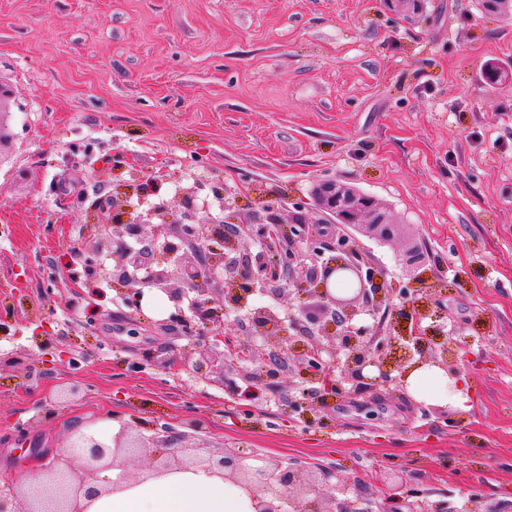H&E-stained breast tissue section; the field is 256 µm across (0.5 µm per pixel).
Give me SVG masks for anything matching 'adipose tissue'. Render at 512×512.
<instances>
[{"mask_svg":"<svg viewBox=\"0 0 512 512\" xmlns=\"http://www.w3.org/2000/svg\"><path fill=\"white\" fill-rule=\"evenodd\" d=\"M415 400L462 405L457 379L439 366L422 364L405 378ZM104 494L80 502L82 512H256L253 498L211 470L194 467L133 479L120 468L101 471Z\"/></svg>","mask_w":512,"mask_h":512,"instance_id":"obj_1","label":"adipose tissue"}]
</instances>
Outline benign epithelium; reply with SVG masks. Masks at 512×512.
Wrapping results in <instances>:
<instances>
[{
    "instance_id": "obj_1",
    "label": "benign epithelium",
    "mask_w": 512,
    "mask_h": 512,
    "mask_svg": "<svg viewBox=\"0 0 512 512\" xmlns=\"http://www.w3.org/2000/svg\"><path fill=\"white\" fill-rule=\"evenodd\" d=\"M10 98V90L0 82V150L11 140L7 123ZM314 199L318 209L341 227L361 228L383 241H390L397 235L398 225L392 222L377 199L367 193L335 180H325L315 189ZM144 227L150 228V240L145 249L151 252L157 267L141 285L133 283L129 271V249L119 245L112 250L110 276L112 282L126 290L127 305L140 309L144 289L149 288L164 294L173 304L175 312L171 318H183L181 304L185 291L171 284L169 268L175 261L169 257L170 248L161 242L168 234L174 233L188 245L195 259L192 272L196 273L194 286L198 298L193 307V328L201 331L219 357L236 355L234 337L224 334V314L229 309L244 310L256 335L269 337L271 330H277L276 349L265 354V360L273 365L269 374L273 377L280 375L284 360L282 352L289 349L288 326L271 308L252 305L249 300L259 291V284L263 281L290 284L299 271L304 277V291L318 300L317 310L306 312L304 319L312 325L326 320L336 330V335L326 341L317 338L307 343L301 354L305 373L325 389L340 390L331 370L340 349L345 356L340 369L341 379L352 383L355 390L367 389L364 369L368 366L378 369V378L387 377L385 347L394 337L376 336L363 343L355 336L356 317L365 307L376 308L382 302L383 276L373 264L357 258L350 236H336L333 247L336 255L326 259L325 241L305 224L292 225L286 230L268 211L254 215L250 224L217 226L196 223L189 213L176 216L163 200L141 211L112 202L111 223L100 228V236L109 242L112 234L121 228L133 235ZM255 231L263 237L264 250L242 266L237 263L236 254ZM220 268L230 271V279L224 289V302L218 304L209 295L206 285ZM334 277L348 278L354 288L347 293L336 292L331 288ZM409 340L419 354L418 362L448 367L449 348L432 346L422 332L420 322H414ZM146 448L151 449L152 455L150 473L160 475L176 469L204 466L222 473L224 479L249 492L257 500L258 512H359L349 499L335 502V508L330 511L323 508L320 496L313 495V484L295 469L254 467L245 463V456L225 452L206 460L179 458L170 448L167 427L158 429L148 438L123 431L112 438L110 445L95 434L80 432L70 438L66 457L71 462H80L87 469L104 470L114 467L121 459L137 457ZM101 493V489L88 485L86 481L75 482L69 469L52 464L45 468L42 484L22 486L10 494L0 493V512H78L80 499Z\"/></svg>"
}]
</instances>
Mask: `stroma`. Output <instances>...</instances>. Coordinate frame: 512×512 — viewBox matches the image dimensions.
<instances>
[{"mask_svg":"<svg viewBox=\"0 0 512 512\" xmlns=\"http://www.w3.org/2000/svg\"><path fill=\"white\" fill-rule=\"evenodd\" d=\"M421 7L0 0L14 134L0 150V487L62 457L72 433L165 426L174 449L302 469L359 512H383L388 493L405 494L403 512H512V18L479 0ZM327 179L400 225L386 244L353 233L384 276L357 327L407 335L398 312L416 307L454 343L466 407L415 401L400 365L361 396L314 392L298 359L309 337L334 335L322 325L294 331L279 379L253 364L259 395L242 399L226 383L263 342L244 311L226 314L238 353L218 360L183 323L128 306L98 247L103 208L150 204L127 195L135 180L161 183L178 214L197 188L198 222L265 209L289 226L318 220ZM413 242L417 270L402 262ZM68 384L81 392L59 402Z\"/></svg>","mask_w":512,"mask_h":512,"instance_id":"obj_1","label":"stroma"}]
</instances>
